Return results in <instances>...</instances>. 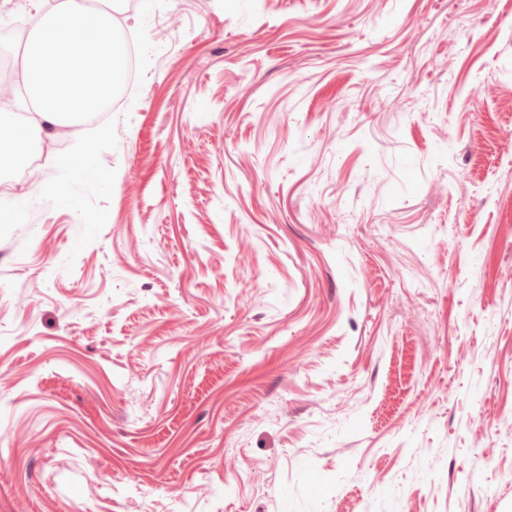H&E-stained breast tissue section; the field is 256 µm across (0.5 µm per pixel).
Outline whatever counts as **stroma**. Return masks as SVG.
Here are the masks:
<instances>
[{"mask_svg": "<svg viewBox=\"0 0 512 512\" xmlns=\"http://www.w3.org/2000/svg\"><path fill=\"white\" fill-rule=\"evenodd\" d=\"M105 2L136 84L7 180L0 512H512V0Z\"/></svg>", "mask_w": 512, "mask_h": 512, "instance_id": "35a3bbf8", "label": "stroma"}]
</instances>
